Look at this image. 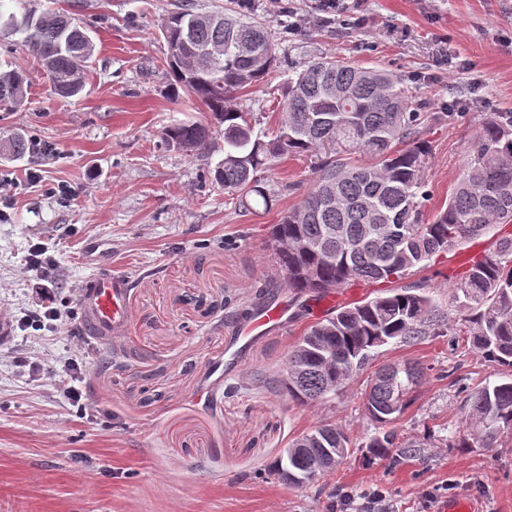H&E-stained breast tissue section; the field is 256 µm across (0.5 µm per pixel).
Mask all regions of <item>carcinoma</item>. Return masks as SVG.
<instances>
[{"mask_svg":"<svg viewBox=\"0 0 512 512\" xmlns=\"http://www.w3.org/2000/svg\"><path fill=\"white\" fill-rule=\"evenodd\" d=\"M3 25L24 34L23 43L52 80L55 93L68 98L84 86L82 63L94 43L73 13L34 10L18 18L0 12ZM165 61L175 81L205 108L200 122L166 126L161 141L197 155L213 137L224 135V164L217 181L225 196L245 210L272 196L262 173L277 159L324 151L318 175L302 201L270 227V242L288 287L325 294L351 282L394 283L425 267L468 239L512 222V112L484 121L471 143L461 176L440 208L427 216L423 172L428 142L419 127L426 120L388 72L319 57L288 79L282 91V119L269 139L254 133L242 111L230 104L237 94L258 86L276 67L274 40L265 23L246 15L204 14L186 3L163 27ZM28 85L25 71L0 69V106L16 107ZM21 136L8 140L0 155L20 157ZM370 162L359 163L358 156ZM452 304L474 326L473 347L488 362L512 368V234L498 237L494 249L470 260L453 289ZM447 329L431 299L409 288L383 289L372 299L336 308L312 324L288 353L295 368L282 392L298 404L322 402L336 392L393 340L406 342L425 332ZM420 365L379 370L364 403L378 425L367 447L393 462L399 442L390 426L407 404ZM470 434L455 448L490 447L512 429V377L475 388L468 399ZM347 435L321 424L296 437L288 461L278 459L271 473L285 484L287 471L307 473L336 449L341 459Z\"/></svg>","mask_w":512,"mask_h":512,"instance_id":"obj_1","label":"carcinoma"}]
</instances>
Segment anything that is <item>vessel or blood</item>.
Segmentation results:
<instances>
[{
    "label": "vessel or blood",
    "instance_id": "obj_1",
    "mask_svg": "<svg viewBox=\"0 0 512 512\" xmlns=\"http://www.w3.org/2000/svg\"><path fill=\"white\" fill-rule=\"evenodd\" d=\"M129 282L118 270L94 277L85 285L82 306L86 325L93 336L106 338L125 332L130 322L126 304ZM289 308L283 301H275L250 319L237 322L226 341L232 355L240 352L269 333L283 330L288 325Z\"/></svg>",
    "mask_w": 512,
    "mask_h": 512
}]
</instances>
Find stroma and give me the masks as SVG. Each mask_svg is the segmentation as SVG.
Listing matches in <instances>:
<instances>
[{"label":"stroma","instance_id":"obj_1","mask_svg":"<svg viewBox=\"0 0 512 512\" xmlns=\"http://www.w3.org/2000/svg\"><path fill=\"white\" fill-rule=\"evenodd\" d=\"M180 0H0V12L67 10L88 29L94 53L82 66L84 89L61 98L20 35L0 32V62L29 75L23 104L0 108V140L22 135L19 158H0L11 184L0 220V512H377L364 493L383 489L393 512H436L430 493L483 512H512V430L491 448H459L464 405L477 385L511 374L473 348L470 324L451 305L468 260L512 223L462 242L403 288L427 295L450 320L447 335L425 334L380 347L373 359L320 403L299 405L275 385L289 350L327 311L308 293L279 285L296 304L287 328L224 369V338L256 289L276 276L268 227L299 204L316 178L315 154L290 156L266 174L268 210L249 214L214 179L224 159L215 138L197 156L166 147L164 127L203 119L187 92L172 93L160 29ZM360 5V26L324 19L318 0H250L281 62L234 103L255 132L277 129L282 88L311 58L338 56L400 79L429 120L426 210L447 200L482 122L512 112V0H345ZM38 180H30V172ZM44 243L53 265L29 269ZM109 265L131 286L126 334L98 340L83 321L82 284ZM56 284L58 327L31 321L44 276ZM78 364L71 375L69 364ZM418 363L395 423L414 449L399 465L367 460L377 425L364 399L374 372ZM80 378L88 398L69 404ZM332 423L351 453L334 472L293 486L270 476L295 436Z\"/></svg>","mask_w":512,"mask_h":512}]
</instances>
